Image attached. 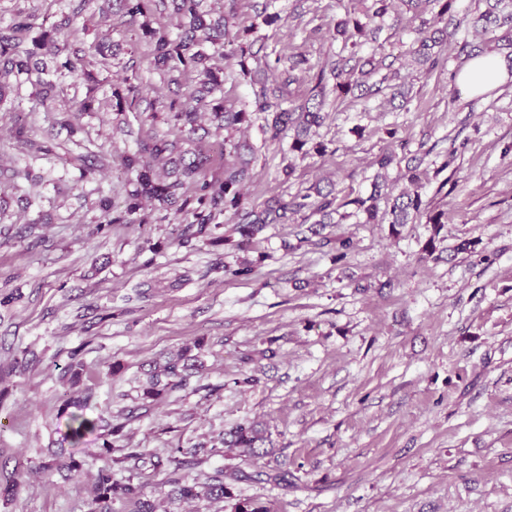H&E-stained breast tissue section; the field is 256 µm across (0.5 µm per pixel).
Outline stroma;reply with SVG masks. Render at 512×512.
I'll list each match as a JSON object with an SVG mask.
<instances>
[{"label": "stroma", "mask_w": 512, "mask_h": 512, "mask_svg": "<svg viewBox=\"0 0 512 512\" xmlns=\"http://www.w3.org/2000/svg\"><path fill=\"white\" fill-rule=\"evenodd\" d=\"M369 0H215L253 17L261 60L276 62L269 91L301 98L342 49L334 26L362 17ZM92 0L77 20L86 44L104 29ZM417 20L400 6L382 21L386 61L410 89L403 108L385 95L331 100L315 141L325 153H289L291 131L271 139L263 113L242 132L252 146L248 200L290 201L320 181L339 201L368 196L376 162L404 188L409 159L427 172L423 193L448 222L360 224L347 218L312 233L304 210L238 246L233 213L204 238L155 206L137 224H110L100 198L123 202L130 186L115 164L137 143L178 138L167 87L137 61V85L156 88L158 117L77 114L76 134L56 122L82 99V77L46 111L33 85L0 99V512H90V489L106 441L167 456L205 444L189 476L228 463L218 436L262 422L271 455L252 460L261 480L237 484L271 512H512V80L470 96L454 74L465 58L433 71L407 64ZM116 55L93 67L97 96L125 92L124 65L138 25L113 16ZM297 51L306 70H290ZM26 123L28 143L14 128ZM294 172L284 176L285 163ZM351 241L337 259L340 239ZM435 252H425L427 241ZM464 240L474 252H457ZM187 349L196 370L185 385L146 397L151 364ZM85 371L64 372L71 351ZM97 426L67 435L75 408ZM77 461L79 471H64ZM287 481H280V473ZM166 473L146 493L158 512H224L220 502L169 497Z\"/></svg>", "instance_id": "1"}]
</instances>
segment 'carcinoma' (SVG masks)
<instances>
[{
  "label": "carcinoma",
  "instance_id": "1",
  "mask_svg": "<svg viewBox=\"0 0 512 512\" xmlns=\"http://www.w3.org/2000/svg\"><path fill=\"white\" fill-rule=\"evenodd\" d=\"M414 10L420 19L419 34L411 54L414 62L429 70L448 61L454 55L478 56L476 46L467 41L448 40L446 29L438 27L443 17L452 9L455 0H402ZM485 10L467 20L469 28L482 34L504 28L512 32V0H481ZM117 4L122 15L131 22L139 23V29L149 46L150 64L166 84L179 83V76L190 71L197 75V83L187 96L174 98L168 105V121L179 130L190 128L195 131L197 122L203 113L219 127L230 128L250 121V112L246 108L236 109L224 106V99L217 96L224 79L211 65L212 56L194 47L205 42L222 49L236 42L240 43L236 52L240 57L241 69H246L247 49L241 42L257 37L258 24L243 19L237 23V31L230 33L228 21L213 18L212 13L202 8L203 0H103L100 7L101 22L112 25V4ZM167 11L180 19L179 31L171 35L169 27L161 21ZM36 24L32 16L18 14L11 23L0 26V80L11 77L16 81L31 79L37 75L34 83L35 95L41 103L47 104L59 94L60 85L53 79L45 78L49 73L43 57H50L54 64V76L58 78L75 75L78 66L98 64L108 67L112 58V46L100 42L85 46L79 38V30L72 16L64 15L48 29H42L32 35ZM380 28H366L360 21L346 17L336 23V36L348 43L355 35L366 37L373 43L378 42ZM348 59L336 54V61L330 64V74L336 83L329 86L324 74H319L317 83L311 89L309 98L303 102L294 100L283 103L264 101L258 111L267 113V128L272 137L286 130L295 132L290 150L301 152L309 142L312 128L320 126L324 120L322 114L328 94L337 98L354 93V90L366 87V78L374 75L379 67L373 65L361 72L362 78H347ZM129 95L116 96L111 105L114 112H142L146 119L155 120L154 101L143 95L138 86H130ZM251 147L224 141V173L220 177L208 178L210 156L201 148L183 147V140H170L166 137H150L138 142V149L132 155L122 157L124 165L135 173L131 180L133 189L129 191L126 210L110 219V224H134L132 215L141 208L143 201H156L162 207L179 214L191 216L197 224L196 235L210 234V224L216 217L233 211L239 219L235 232L241 236L238 246L245 247L254 243L255 236L267 224H286L291 215L309 208L312 213L321 216L319 223L342 207L352 205L354 214L363 216L365 224H410L425 220L427 224L447 223L446 213L431 207V202L423 199L422 178L417 168L408 169V181L412 189L393 195L388 184L387 171L395 156L385 154L377 160L378 171L374 175L372 191L369 196L355 197L341 204L336 203L333 190L314 189L316 200L307 202H282L248 204L241 188L252 181L251 160L244 157L243 150ZM194 186L191 195L186 194V185ZM184 354L169 358L164 364L154 368L149 376L150 388L146 396L158 398L168 391L182 387L186 377L183 364ZM94 427V421L83 415H72L71 435L81 437ZM265 437L254 423H239L224 431L221 443L226 448H240L249 457L260 456ZM121 452L118 457L112 456ZM103 464L97 470L94 482L96 512H112V504L119 502L130 507V512H156L155 504L146 499L145 484L140 480L144 468L150 466L153 471H164L168 467L167 482L172 492L187 501L208 499L228 504L231 512H269L260 501L239 498L234 495V485L249 482L256 474L247 472L239 465L226 466L213 474L200 479L180 474L183 462L174 458L153 459L136 448H116L113 444L104 445ZM120 464L130 475L117 480L112 474V465Z\"/></svg>",
  "mask_w": 512,
  "mask_h": 512
}]
</instances>
